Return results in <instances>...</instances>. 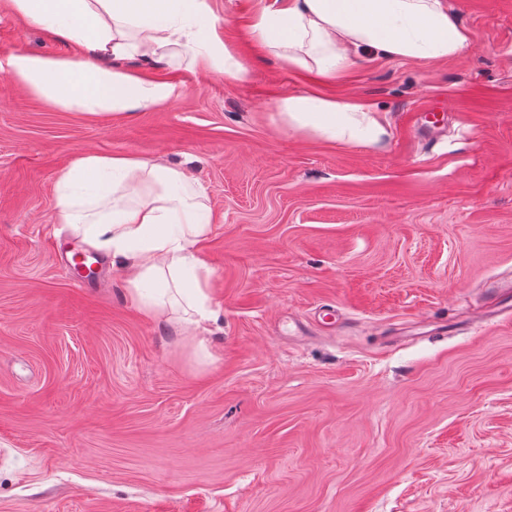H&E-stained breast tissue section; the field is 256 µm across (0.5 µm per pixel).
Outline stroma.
Listing matches in <instances>:
<instances>
[{
	"label": "stroma",
	"mask_w": 512,
	"mask_h": 512,
	"mask_svg": "<svg viewBox=\"0 0 512 512\" xmlns=\"http://www.w3.org/2000/svg\"><path fill=\"white\" fill-rule=\"evenodd\" d=\"M445 63L319 84L212 0L249 73L123 61L177 85L146 112L66 111L0 74V512H512V0H448ZM0 56L75 47L0 8ZM364 100L387 134L283 127L284 94ZM86 152L181 166L209 196L206 346L147 317L52 221Z\"/></svg>",
	"instance_id": "stroma-1"
}]
</instances>
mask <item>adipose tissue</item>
I'll return each instance as SVG.
<instances>
[{"label": "adipose tissue", "mask_w": 512, "mask_h": 512, "mask_svg": "<svg viewBox=\"0 0 512 512\" xmlns=\"http://www.w3.org/2000/svg\"><path fill=\"white\" fill-rule=\"evenodd\" d=\"M0 7L76 46L68 57H0L16 86L68 111H148L177 97L171 84L114 67L117 59L153 64L175 54L228 78L248 74L216 34L211 0H0ZM249 32L288 69L326 77L370 52L445 62L473 39L447 0H254ZM278 117L290 130L349 145L372 147L387 134L378 113L350 97L293 93L279 101ZM52 213L111 258L146 315L180 307L183 333L204 343L203 325L215 313L213 270L198 251L212 229L202 185L154 159L86 153L60 172Z\"/></svg>", "instance_id": "ef3b65f1"}]
</instances>
